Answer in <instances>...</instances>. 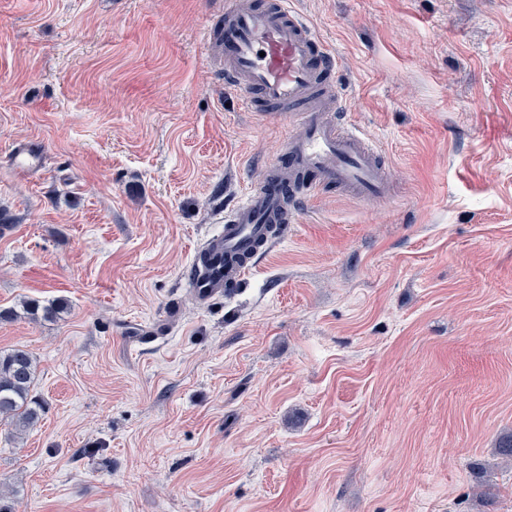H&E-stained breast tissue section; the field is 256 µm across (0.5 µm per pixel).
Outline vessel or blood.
<instances>
[{"label": "vessel or blood", "mask_w": 512, "mask_h": 512, "mask_svg": "<svg viewBox=\"0 0 512 512\" xmlns=\"http://www.w3.org/2000/svg\"><path fill=\"white\" fill-rule=\"evenodd\" d=\"M224 85L250 112L276 113L290 129L282 141L287 164H269L265 184L251 188L224 214L213 238L244 278L256 256L279 243L276 230L324 187L367 199L388 197L387 168L360 130L337 124L340 109L331 80L334 49L305 18L296 0H224Z\"/></svg>", "instance_id": "b4317fda"}]
</instances>
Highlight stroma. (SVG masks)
I'll return each mask as SVG.
<instances>
[{"mask_svg": "<svg viewBox=\"0 0 512 512\" xmlns=\"http://www.w3.org/2000/svg\"><path fill=\"white\" fill-rule=\"evenodd\" d=\"M297 2L393 193L325 189L199 301L288 130L224 86V0H0V308L67 303L0 322L44 404L9 512H512V0Z\"/></svg>", "mask_w": 512, "mask_h": 512, "instance_id": "35a3bbf8", "label": "stroma"}]
</instances>
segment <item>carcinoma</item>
Segmentation results:
<instances>
[{"label":"carcinoma","mask_w":512,"mask_h":512,"mask_svg":"<svg viewBox=\"0 0 512 512\" xmlns=\"http://www.w3.org/2000/svg\"><path fill=\"white\" fill-rule=\"evenodd\" d=\"M224 273V255L212 248L202 252L194 263V274L208 276ZM63 309V304L53 302L43 306L37 300H25L22 311L14 308L0 309V321L12 320L24 315L26 318L54 316ZM37 364L33 354L23 348L0 350V422H6L17 434L35 426L40 418V405L33 394Z\"/></svg>","instance_id":"obj_1"}]
</instances>
